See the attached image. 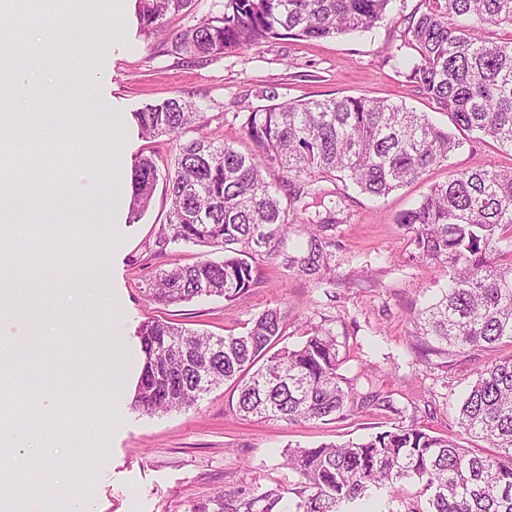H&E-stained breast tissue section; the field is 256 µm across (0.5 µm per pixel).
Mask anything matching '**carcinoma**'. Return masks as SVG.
I'll use <instances>...</instances> for the list:
<instances>
[{
  "instance_id": "cac0c4a2",
  "label": "carcinoma",
  "mask_w": 512,
  "mask_h": 512,
  "mask_svg": "<svg viewBox=\"0 0 512 512\" xmlns=\"http://www.w3.org/2000/svg\"><path fill=\"white\" fill-rule=\"evenodd\" d=\"M192 0H138L147 35L167 30L168 16L186 13ZM392 0H224V11L173 36L175 50L206 59L280 36L322 39L366 32L381 22ZM409 56L403 76L414 91L448 114L454 130L436 126L425 112L403 103L343 96L247 107L248 146L241 151L212 131L196 105L183 98L149 104L134 113L146 138L171 135L174 163L160 173L150 156L135 165L130 207L148 208L158 180L170 199L158 244L204 246L221 259L160 268L147 296L171 306L202 296L237 301L258 284L253 259L285 255V267L302 275L331 272L317 232L339 223L340 211L307 214L312 199L323 204L340 180L373 197L421 179L463 146L455 131L486 137L512 151V34L501 41L479 35L487 24L512 27V0H419L407 18ZM200 134L183 139L186 131ZM5 158L44 181H53L61 155L27 157L4 147ZM276 173L286 198L266 180ZM313 229L308 246L292 254L291 228ZM398 224L412 233L420 256L448 274V288L412 315L416 336L435 354L512 343V168L494 164L452 171L431 186ZM510 249H500L503 240ZM30 259L53 262L51 248L33 236ZM287 315L269 308L245 330L213 336L169 317H152L138 331L143 365L134 405L148 413L194 406L227 381L237 382L236 410L245 418L300 423L344 419L374 407L398 412L391 396L357 391L340 373L332 330L317 327L293 346ZM458 426L489 448H465L398 423L359 442L295 448L285 462L293 486L243 485L218 494L193 512H356L375 493L382 512H512V355L477 373L461 404ZM418 499L404 510L400 489Z\"/></svg>"
}]
</instances>
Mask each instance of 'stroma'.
Segmentation results:
<instances>
[{"label": "stroma", "instance_id": "stroma-1", "mask_svg": "<svg viewBox=\"0 0 512 512\" xmlns=\"http://www.w3.org/2000/svg\"><path fill=\"white\" fill-rule=\"evenodd\" d=\"M418 0H393L386 18L372 31L333 38L272 39L234 54L194 61L175 52L171 42L146 37L140 28L137 0H122L117 23H109L112 0H97L103 23L72 34L66 50H47L38 26L13 20L10 51L38 50L32 59L49 86H79L89 93L38 101L27 93L10 111L28 125H67L84 113L97 119L95 139L73 145L70 160L104 162V192L94 203L74 210L73 223L85 225L81 237L61 242L77 266L98 263L104 283L58 289L40 280L11 281L15 298L5 312L24 309L33 331L27 337L20 369L25 384L56 383L62 372L83 382L84 402L68 403L64 419L79 431L100 429V442L78 441L45 449L39 466L24 476L30 493L13 485V469L0 464V478L11 481L21 505L39 512H67L58 495L64 487L77 495L84 512H191L205 501L242 484L288 485L296 476L284 467L289 448L357 441L388 430L394 422L414 424L433 435H452L466 447L472 439L457 425L458 405L484 364L512 353L511 345L459 355L420 356L411 321L448 284L435 261L419 257L398 214L417 203L429 187L447 180L449 171L496 164L512 167V151L491 139H468L447 164L434 167L414 184L374 198L346 189L340 204L343 221L323 231L336 282L286 270L282 258L256 261L259 285L228 305L217 296L182 304L189 327L221 336L241 331L253 316L269 308L288 315V344L299 342V329L333 330L343 373L359 387L391 395L395 412L371 409L346 420H310L289 424L245 420L236 411L233 383L213 388L188 410L149 414L132 400L141 364L137 332L142 322L165 315L162 304L145 293L160 268L191 264L204 247L171 244L155 255V239L169 209L164 184L152 202L132 217L125 190L142 156L158 166L170 162L175 141L169 136L142 139L132 115L145 105L181 96L192 101L226 143L246 148L242 123L245 106L266 105L269 91L280 100L305 101L328 96H364L405 103L428 113L440 126L448 116L412 91L402 75L406 18ZM118 121L120 132L107 127ZM111 226L93 230L97 213ZM56 302L61 322H46L42 309Z\"/></svg>", "mask_w": 512, "mask_h": 512}]
</instances>
